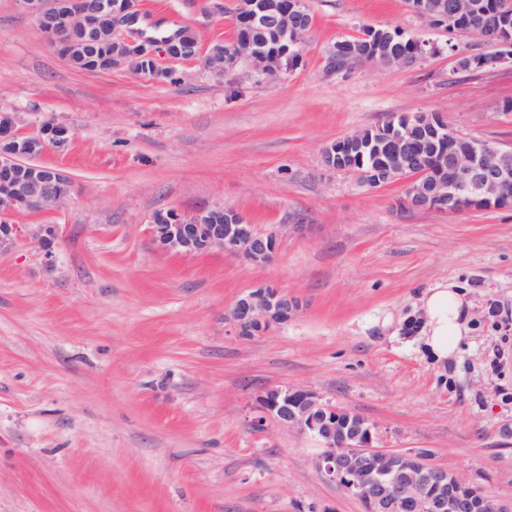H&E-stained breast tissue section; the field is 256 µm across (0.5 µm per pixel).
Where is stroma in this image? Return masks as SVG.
<instances>
[{"label": "stroma", "mask_w": 512, "mask_h": 512, "mask_svg": "<svg viewBox=\"0 0 512 512\" xmlns=\"http://www.w3.org/2000/svg\"><path fill=\"white\" fill-rule=\"evenodd\" d=\"M143 37L192 27L202 47L235 32L232 0H165ZM300 66L274 76L197 64L170 83L120 66L74 69L17 0H0V112L21 135L70 130L38 164L72 183L55 209L15 216L0 251V512H363L321 477L319 441L268 423L270 387L311 390L374 423L377 445L423 449L512 503V209L449 215L398 204L405 180L369 189L323 150L398 114L438 113L512 149V64L407 0H309ZM398 29L435 43L409 68L328 71L336 42ZM221 204L275 233L271 263L160 251L156 212ZM54 228L47 242L38 225ZM297 224L306 234L294 233ZM464 288L471 330L446 365L407 321L441 281ZM298 299L260 336L228 332L263 284Z\"/></svg>", "instance_id": "stroma-1"}]
</instances>
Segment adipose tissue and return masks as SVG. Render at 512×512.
<instances>
[{"label": "adipose tissue", "mask_w": 512, "mask_h": 512, "mask_svg": "<svg viewBox=\"0 0 512 512\" xmlns=\"http://www.w3.org/2000/svg\"><path fill=\"white\" fill-rule=\"evenodd\" d=\"M470 302L452 281L426 289L421 297L422 323L418 333L430 356L443 365L454 359L470 328Z\"/></svg>", "instance_id": "1"}]
</instances>
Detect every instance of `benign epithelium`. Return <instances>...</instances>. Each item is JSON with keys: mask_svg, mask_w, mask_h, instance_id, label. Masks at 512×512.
I'll return each mask as SVG.
<instances>
[{"mask_svg": "<svg viewBox=\"0 0 512 512\" xmlns=\"http://www.w3.org/2000/svg\"><path fill=\"white\" fill-rule=\"evenodd\" d=\"M33 15L40 29H48L46 37L55 49L68 42L77 30V19L83 27L101 34H115L129 26L136 0L123 5L106 4L102 0H81L80 10L61 8L60 0H17ZM411 8L426 18L439 22L450 33H462L469 17L487 12L483 0H410ZM235 27L242 23L270 26L278 34V45L272 52L239 36L224 44V60L198 52L184 56L177 40L168 38L162 50L147 41L122 34L124 51L141 53L158 65L157 54L169 62V69L200 61L215 75L232 71L242 59L249 60L262 72L273 74L285 68V62L302 58V33L309 31L312 17L308 0L274 2L263 8L256 0H234ZM491 52L459 59L461 69H482L512 60V31L496 24L479 35ZM356 59L362 64L379 67H406L415 60L391 48L385 33L369 29L359 40L337 42L328 52L327 66L336 69V61ZM412 118L433 132L434 144L420 153L402 136H392L383 151L382 163L359 174L360 183L369 188L407 179L401 203L411 208H429L450 215L468 210L512 209V149L461 136L447 118L436 114H414ZM345 136L324 149V162L333 170L350 171L351 150ZM68 142V130L54 123L44 125L37 143H24L16 123H0V145L13 148L8 160H0V250L14 240L17 225L11 218L22 212L44 211L58 207L68 198L61 191L67 179L61 171L32 160L49 149L61 150ZM226 220L214 221L218 214ZM153 240L166 252L206 254L220 249L242 257L253 264L269 263L276 250V235L256 230L237 210L215 206L193 216L177 212L168 215V223L153 225ZM299 310V302L272 284L262 285L239 298L225 321L243 337L258 336L273 325L288 322ZM276 422L301 433L311 434L323 446L317 468L325 481L340 487L358 499L364 512H512L488 497L461 475L433 463L421 450L391 451L375 446L376 427L355 412L324 401L314 392L273 387L256 398L248 417V425L262 431Z\"/></svg>", "mask_w": 512, "mask_h": 512, "instance_id": "obj_1", "label": "benign epithelium"}]
</instances>
